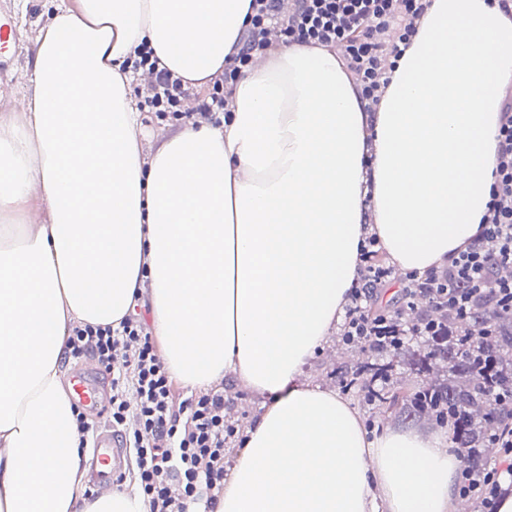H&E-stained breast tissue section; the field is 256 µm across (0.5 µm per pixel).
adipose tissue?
<instances>
[{
    "label": "adipose tissue",
    "mask_w": 512,
    "mask_h": 512,
    "mask_svg": "<svg viewBox=\"0 0 512 512\" xmlns=\"http://www.w3.org/2000/svg\"><path fill=\"white\" fill-rule=\"evenodd\" d=\"M250 0H58L25 112L0 118V512H140L84 496L61 377L70 322L118 325L147 297L166 367L264 399L215 512H457L446 436L387 428L311 386L360 247L402 271L447 264L494 182L512 17L433 0L378 111L340 60L281 45L242 69L224 123L145 154L125 61L148 43L188 86L223 70Z\"/></svg>",
    "instance_id": "1"
}]
</instances>
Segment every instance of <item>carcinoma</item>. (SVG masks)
<instances>
[{"mask_svg":"<svg viewBox=\"0 0 512 512\" xmlns=\"http://www.w3.org/2000/svg\"><path fill=\"white\" fill-rule=\"evenodd\" d=\"M424 348L411 344L395 353L357 357L339 369L368 385L372 376L386 383L366 395L378 412L407 422L445 427L465 451L473 470L487 468L491 436L512 419V316L478 307L471 324L457 336H425ZM404 362L417 382L398 379L394 361Z\"/></svg>","mask_w":512,"mask_h":512,"instance_id":"cac0c4a2","label":"carcinoma"}]
</instances>
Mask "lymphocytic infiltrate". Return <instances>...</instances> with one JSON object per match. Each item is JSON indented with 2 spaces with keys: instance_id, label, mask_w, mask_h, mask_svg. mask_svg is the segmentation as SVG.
Returning <instances> with one entry per match:
<instances>
[{
  "instance_id": "lymphocytic-infiltrate-1",
  "label": "lymphocytic infiltrate",
  "mask_w": 512,
  "mask_h": 512,
  "mask_svg": "<svg viewBox=\"0 0 512 512\" xmlns=\"http://www.w3.org/2000/svg\"><path fill=\"white\" fill-rule=\"evenodd\" d=\"M251 0L250 14L221 73L208 92L190 94L180 76L163 66L148 45L135 50L133 69L148 71L138 85L140 109L160 120L194 116L221 121L224 102L242 68L270 55L281 43L321 46L336 51L346 65L367 111H377L389 84L384 69L399 58L432 0ZM495 181L491 201L473 240L439 269L421 276L405 273L402 305L426 304L463 316L475 303L512 313V96L499 115ZM376 238H368L360 254L358 279L347 296L343 334L348 342L371 344L404 335L393 313H371V293L385 285L391 269L381 260ZM68 358L92 356L112 378L107 421L134 453L133 482L145 512H213L224 491V455L236 429L225 413L223 388H204L180 395L162 360L159 344L138 312H130L119 328L74 322L66 341ZM497 469L473 476L461 472L460 496H475L480 512H496L503 494Z\"/></svg>"
}]
</instances>
